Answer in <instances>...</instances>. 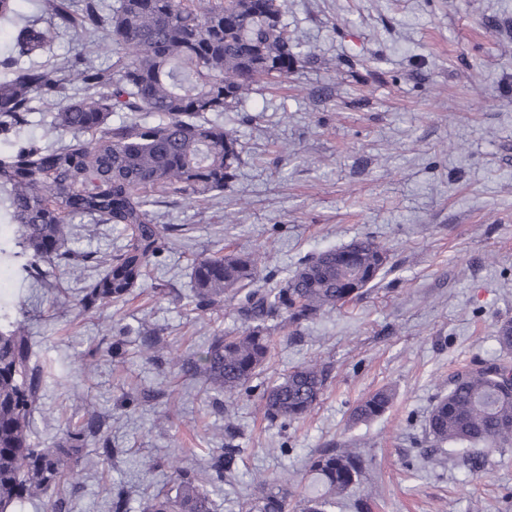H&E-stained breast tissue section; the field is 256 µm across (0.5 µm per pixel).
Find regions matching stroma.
<instances>
[{"mask_svg": "<svg viewBox=\"0 0 512 512\" xmlns=\"http://www.w3.org/2000/svg\"><path fill=\"white\" fill-rule=\"evenodd\" d=\"M283 10L308 59L224 113L242 158L224 192L153 206L169 242L125 303L78 305L101 272L95 257L123 247L119 224L74 218L69 246L92 257L82 273L52 267L33 280L0 264V300L46 367L33 440L51 447L63 418L81 421L92 404L117 453L104 463L87 449L69 512H108L120 486L142 512L170 488L171 462L198 469L224 445V411L168 363L245 326L233 300L194 313V260L265 250L258 285L271 288L306 258L368 237L388 253L378 284L273 332L264 379L314 358L330 365L314 411L281 426L264 419L259 392L225 399L243 454L234 479L211 488L213 512H242L259 474L292 476L298 497L310 456L335 447L359 449L367 473L334 512H512V447L473 467L425 432L450 378L497 358V327L512 320V0H283ZM149 333L157 351L143 344ZM85 354L98 360L89 375ZM383 387L388 410L352 421ZM160 391L177 406L166 409ZM164 410L166 427L154 428Z\"/></svg>", "mask_w": 512, "mask_h": 512, "instance_id": "35a3bbf8", "label": "stroma"}]
</instances>
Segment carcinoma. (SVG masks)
<instances>
[{"label": "carcinoma", "mask_w": 512, "mask_h": 512, "mask_svg": "<svg viewBox=\"0 0 512 512\" xmlns=\"http://www.w3.org/2000/svg\"><path fill=\"white\" fill-rule=\"evenodd\" d=\"M18 0H0V27L11 28L0 59V136L15 137L42 108L50 125L69 137L41 147L18 141L0 155V223L13 227L22 269L79 259L66 250L76 216L97 224H122L126 244L104 259L101 276L80 299L82 309L116 304L146 276L165 246L151 207L155 196L205 197L222 192L241 165L237 137L214 116L233 112L253 85L278 84L302 60L301 43L288 34L280 0H42L53 15L45 27L24 18ZM81 40L74 59L48 67L34 59L51 53L57 34ZM110 62L96 63L98 50ZM114 112L125 117L110 121ZM263 256L256 252L198 257L192 267L193 303L204 314L239 298L248 326L216 335L206 349L176 362L213 396L252 392L270 354L268 322L298 326L359 297L376 285L388 255L370 238L350 253L335 248L299 264L274 288H258ZM500 349L512 352V321L497 328ZM506 366L483 364L456 373L427 420L438 447L461 448L466 457L512 444V387ZM44 367L32 363V340L22 320L0 329V512H21L55 494L49 507L62 512L61 488L70 483L90 442L101 433L97 410L85 407L78 425L66 422L52 448H38L31 423L41 406ZM330 365L314 359L266 386L261 395L270 423L297 422L318 404ZM393 400L389 388L362 398L352 419L380 417ZM224 447L201 469L172 467L174 492L160 490L143 512H212L207 486L234 478L242 449L227 421ZM366 460L352 448H321L309 460L311 485L297 512H331L336 499L365 477ZM244 512H288V488L257 481Z\"/></svg>", "instance_id": "1"}]
</instances>
